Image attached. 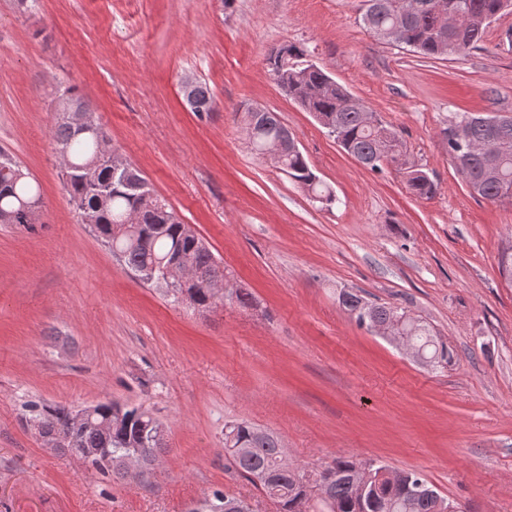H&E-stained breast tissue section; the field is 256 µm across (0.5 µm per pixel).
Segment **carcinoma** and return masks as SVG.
I'll use <instances>...</instances> for the list:
<instances>
[{"mask_svg": "<svg viewBox=\"0 0 512 512\" xmlns=\"http://www.w3.org/2000/svg\"><path fill=\"white\" fill-rule=\"evenodd\" d=\"M362 22L382 44L390 42L432 57H462L479 48L486 27L504 12H512V0H443L448 33H441L434 12V0H364ZM267 70L288 97L313 115L322 127L336 129L342 148L360 165L372 171L383 166L404 171L411 194L430 199L438 184L427 172L407 166V146L399 134L386 126L377 113L357 99L319 65L306 59V50L287 44L270 51ZM186 101L196 113L213 111L210 90L195 83L185 91ZM56 122L53 145L57 156L68 164L63 185L79 215L95 220L94 231L120 260L133 271L156 269L152 283L178 301L186 295L195 308L207 311L224 297L212 292L208 283L226 278L224 265L206 243L183 222L177 212L154 193L139 170L129 161L108 165L101 160L98 136L81 133L70 121L75 108L90 114L95 110L75 87L58 85L53 98ZM246 140L258 155L271 137L288 141V149L275 167L303 185L320 203L335 201L333 191L322 184L295 144L288 127L275 112L254 111L238 106ZM462 126L467 140L458 143L450 131ZM443 140L454 166H462L461 179L480 197L512 204V115L458 113ZM41 199L40 188L8 154L0 153V224H33L34 215L25 205ZM141 223L127 224L133 211ZM188 266L195 282L176 284L162 268L172 260ZM339 304L359 326L388 325L393 333L407 338L420 361L433 368H445L453 358L448 346L427 323L394 304L368 303L356 291L344 290ZM76 410L65 404L28 405L33 429L47 442L61 440L59 451L73 453L97 449L89 464L106 479H122L129 474L127 459L133 457L138 475L148 480L159 453L165 448V432L156 418L141 406L102 401L90 422L75 420ZM225 465L253 483L264 497L273 501L279 512H439L444 500L418 472L384 467L369 471L366 497L351 477L361 461L338 457L325 466L302 471L285 458L280 438L247 421L224 424ZM421 483L430 494H414L409 487Z\"/></svg>", "mask_w": 512, "mask_h": 512, "instance_id": "1", "label": "carcinoma"}]
</instances>
